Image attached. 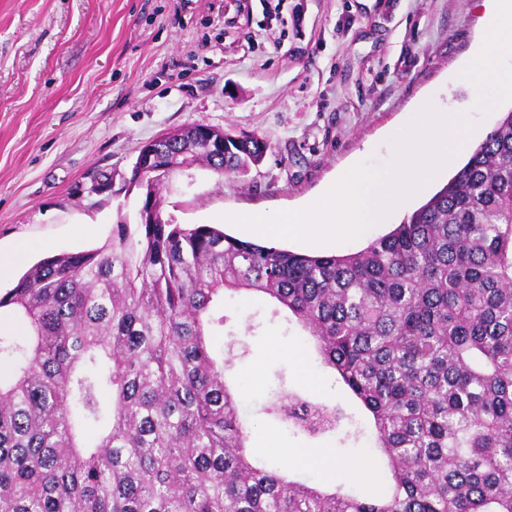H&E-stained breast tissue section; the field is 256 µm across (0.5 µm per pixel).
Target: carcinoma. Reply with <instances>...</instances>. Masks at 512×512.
<instances>
[{"mask_svg": "<svg viewBox=\"0 0 512 512\" xmlns=\"http://www.w3.org/2000/svg\"><path fill=\"white\" fill-rule=\"evenodd\" d=\"M203 126L159 143L158 175L240 174L269 149ZM261 294L315 340L371 415L387 473L327 493L260 466L214 351L224 293ZM0 512H512V110L392 232L342 255L241 241L209 224L113 225L99 248L48 257L5 294ZM311 436L349 419L280 392Z\"/></svg>", "mask_w": 512, "mask_h": 512, "instance_id": "cac0c4a2", "label": "carcinoma"}]
</instances>
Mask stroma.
<instances>
[{
	"mask_svg": "<svg viewBox=\"0 0 512 512\" xmlns=\"http://www.w3.org/2000/svg\"><path fill=\"white\" fill-rule=\"evenodd\" d=\"M488 24L484 0H0V254L32 261L102 246L142 204L127 181L139 149L187 125L257 133L269 150L244 176L196 166L161 191L163 218L223 227V214L315 200L345 169L387 167L414 110L466 113L475 147L512 109L496 75L512 52L471 65ZM107 174L112 188L91 186ZM248 354L239 384L251 445L326 455L292 471L327 486L385 480L368 450L371 419L319 366L307 336L258 297L225 295ZM298 351L315 385L303 382ZM352 416L355 437L309 436L267 412L281 389Z\"/></svg>",
	"mask_w": 512,
	"mask_h": 512,
	"instance_id": "obj_1",
	"label": "stroma"
}]
</instances>
